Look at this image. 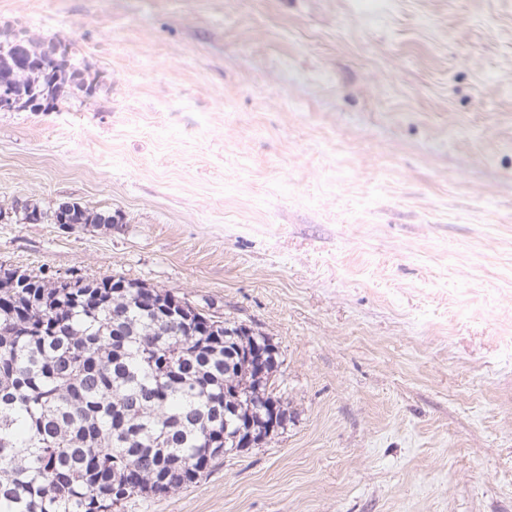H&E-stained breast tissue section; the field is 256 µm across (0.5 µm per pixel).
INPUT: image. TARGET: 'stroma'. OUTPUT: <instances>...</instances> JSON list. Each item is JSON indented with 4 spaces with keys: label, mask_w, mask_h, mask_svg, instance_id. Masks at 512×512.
Here are the masks:
<instances>
[{
    "label": "stroma",
    "mask_w": 512,
    "mask_h": 512,
    "mask_svg": "<svg viewBox=\"0 0 512 512\" xmlns=\"http://www.w3.org/2000/svg\"><path fill=\"white\" fill-rule=\"evenodd\" d=\"M100 73L0 112V266L270 338L288 422L122 512H512V0H0ZM63 206L65 210H63ZM11 213L14 214L16 221L22 224H42L44 222L50 224H101L107 229H112L115 224L114 216L110 211H97L89 209L79 202L65 201L59 203L52 210H43L37 205H32L26 201L14 202L11 205ZM60 216H64V223H59ZM33 217V219H31Z\"/></svg>",
    "instance_id": "stroma-1"
}]
</instances>
